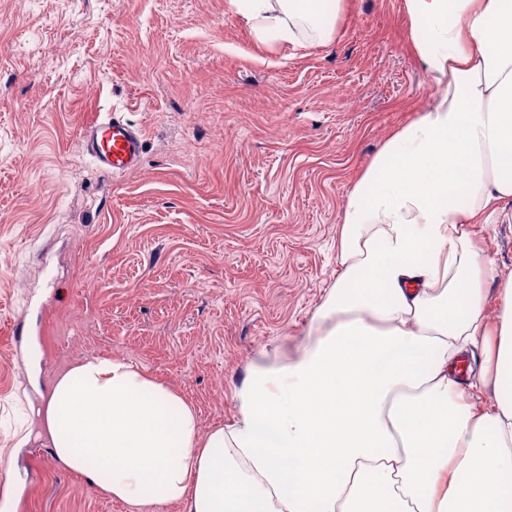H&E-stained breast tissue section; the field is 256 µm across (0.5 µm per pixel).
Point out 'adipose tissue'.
Instances as JSON below:
<instances>
[{
  "label": "adipose tissue",
  "mask_w": 512,
  "mask_h": 512,
  "mask_svg": "<svg viewBox=\"0 0 512 512\" xmlns=\"http://www.w3.org/2000/svg\"><path fill=\"white\" fill-rule=\"evenodd\" d=\"M231 3L263 42L336 33L338 0ZM404 7L437 102L349 194L308 343L261 353L234 421L206 433L191 400L119 358H87L43 395L56 460L129 512H512V403L482 400L512 392V275L467 230L512 199V0Z\"/></svg>",
  "instance_id": "ef3b65f1"
}]
</instances>
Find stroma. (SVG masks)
I'll return each mask as SVG.
<instances>
[{
    "mask_svg": "<svg viewBox=\"0 0 512 512\" xmlns=\"http://www.w3.org/2000/svg\"><path fill=\"white\" fill-rule=\"evenodd\" d=\"M408 28L403 0H342L333 43L292 48L229 0H0V512H128L40 432V390L82 358L143 368L206 432L259 351L302 345L350 191L435 102ZM111 110L145 139L121 176L79 140ZM472 231L512 270V222Z\"/></svg>",
    "mask_w": 512,
    "mask_h": 512,
    "instance_id": "1",
    "label": "stroma"
}]
</instances>
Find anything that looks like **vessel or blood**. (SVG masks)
Instances as JSON below:
<instances>
[{
    "mask_svg": "<svg viewBox=\"0 0 512 512\" xmlns=\"http://www.w3.org/2000/svg\"><path fill=\"white\" fill-rule=\"evenodd\" d=\"M81 143L91 162L113 176L135 169L145 149L141 130L115 112L100 113L85 125Z\"/></svg>",
    "mask_w": 512,
    "mask_h": 512,
    "instance_id": "b4317fda",
    "label": "vessel or blood"
}]
</instances>
